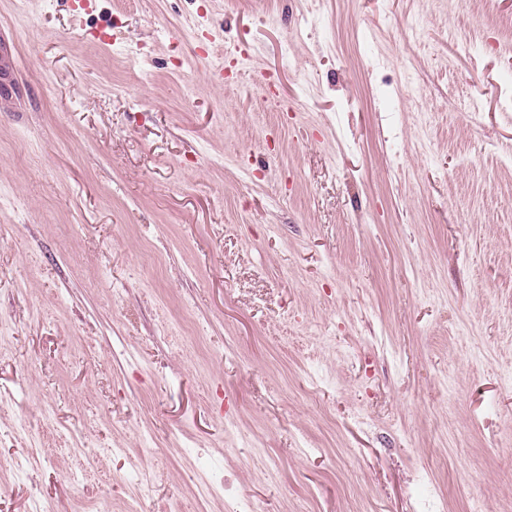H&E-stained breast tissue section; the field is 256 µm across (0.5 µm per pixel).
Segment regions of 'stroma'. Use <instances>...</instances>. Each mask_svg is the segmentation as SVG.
I'll list each match as a JSON object with an SVG mask.
<instances>
[{"mask_svg": "<svg viewBox=\"0 0 512 512\" xmlns=\"http://www.w3.org/2000/svg\"><path fill=\"white\" fill-rule=\"evenodd\" d=\"M32 448L0 512H512V0H0Z\"/></svg>", "mask_w": 512, "mask_h": 512, "instance_id": "obj_1", "label": "stroma"}]
</instances>
